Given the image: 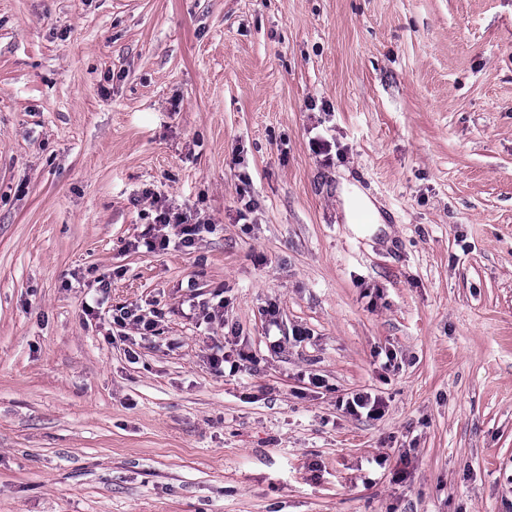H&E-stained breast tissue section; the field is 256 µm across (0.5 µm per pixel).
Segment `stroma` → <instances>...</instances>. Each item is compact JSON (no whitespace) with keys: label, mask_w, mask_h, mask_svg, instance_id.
Returning a JSON list of instances; mask_svg holds the SVG:
<instances>
[{"label":"stroma","mask_w":512,"mask_h":512,"mask_svg":"<svg viewBox=\"0 0 512 512\" xmlns=\"http://www.w3.org/2000/svg\"><path fill=\"white\" fill-rule=\"evenodd\" d=\"M0 512H512V0H0ZM170 224L175 228V236L178 243L185 247L193 246L203 231H209V224L205 220H199L194 223H188V218L182 213L175 211L169 206H161L158 214L155 216V226L152 227L153 233L149 231L143 237V246L146 250L154 251L157 249H167L171 239L165 231ZM121 310L123 311H121L120 316H116L115 318H113V321L115 323H118L120 325L131 324L142 336H154L156 334V320L142 314H136V312L132 310H124V308H122ZM385 403L377 398L373 397L368 393H356L348 398L345 403V409L351 415H358L361 413L360 410H366L367 416L376 417L380 416L384 412Z\"/></svg>","instance_id":"stroma-1"}]
</instances>
